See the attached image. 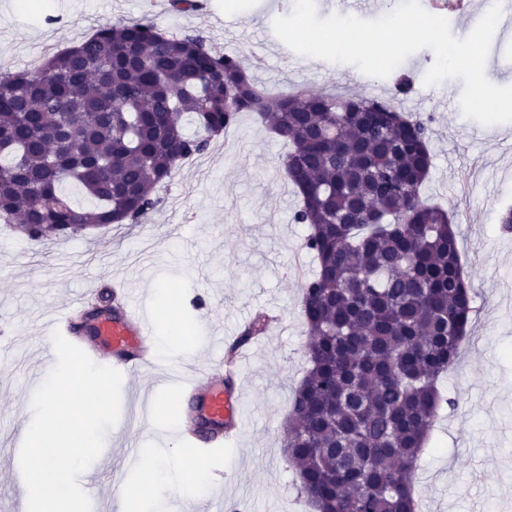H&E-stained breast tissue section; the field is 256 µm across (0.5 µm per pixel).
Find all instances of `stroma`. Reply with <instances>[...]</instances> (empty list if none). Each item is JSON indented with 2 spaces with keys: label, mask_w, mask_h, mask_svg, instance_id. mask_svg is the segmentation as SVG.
<instances>
[{
  "label": "stroma",
  "mask_w": 512,
  "mask_h": 512,
  "mask_svg": "<svg viewBox=\"0 0 512 512\" xmlns=\"http://www.w3.org/2000/svg\"><path fill=\"white\" fill-rule=\"evenodd\" d=\"M202 9L175 11L171 0H0V73L16 72L49 47L80 43L106 22L147 19L175 33L202 36L217 51L238 55L256 82L273 94L312 84L318 94L365 93L394 99L403 112L428 119L433 167L421 195L454 218L465 276L479 315L456 366L442 382L450 403L440 413L416 474V495L428 512H512V241L500 217L512 206V122L484 126L460 108L463 82L428 87L435 56L423 49L388 77L347 64L301 56L274 34L272 23L295 0H203ZM407 79L398 95L394 86ZM286 149L250 113L186 161L158 187V203L141 224L45 242L0 224V512H26L20 481L21 439L31 422V398L48 373L35 361L50 341L45 316L58 313L92 284L124 274L136 303L153 318L164 360L186 362L202 351L190 336L172 337L170 314L208 316L236 338L258 313L275 328L260 341L244 376L249 423L205 457L220 477L191 499L195 512L219 500H239L245 512H311L282 451L291 393L302 376L310 337L301 314V284L312 257L301 245L307 227L295 223L296 197L282 157ZM152 395L162 407L152 429L132 423V399ZM180 389L162 371L124 375L120 418L88 473L100 494L92 512H113L107 491L124 483L137 494V472L123 450L163 459L162 479L174 482L191 455L185 444L161 445L155 431L180 413Z\"/></svg>",
  "instance_id": "stroma-1"
}]
</instances>
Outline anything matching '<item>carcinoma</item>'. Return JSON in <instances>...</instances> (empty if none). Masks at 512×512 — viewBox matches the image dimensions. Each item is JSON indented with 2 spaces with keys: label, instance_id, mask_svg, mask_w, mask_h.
Wrapping results in <instances>:
<instances>
[{
  "label": "carcinoma",
  "instance_id": "1",
  "mask_svg": "<svg viewBox=\"0 0 512 512\" xmlns=\"http://www.w3.org/2000/svg\"><path fill=\"white\" fill-rule=\"evenodd\" d=\"M243 112L289 146L315 261L284 439L300 491L313 512H418L415 472L447 402L438 383L475 316L452 217L420 196L432 167L421 118L361 94L274 96L199 35L106 23L0 76V220L37 242L136 224Z\"/></svg>",
  "mask_w": 512,
  "mask_h": 512
}]
</instances>
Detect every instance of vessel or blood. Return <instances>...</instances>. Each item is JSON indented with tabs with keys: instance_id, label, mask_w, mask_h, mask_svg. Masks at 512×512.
<instances>
[{
	"instance_id": "1",
	"label": "vessel or blood",
	"mask_w": 512,
	"mask_h": 512,
	"mask_svg": "<svg viewBox=\"0 0 512 512\" xmlns=\"http://www.w3.org/2000/svg\"><path fill=\"white\" fill-rule=\"evenodd\" d=\"M111 289L122 300L116 312L106 311L88 318V310L101 293L95 287L85 291L64 314L56 316L51 327L77 339L86 353L104 356L113 367L137 375L154 366L150 357L151 319L127 299L123 281L112 280ZM250 350V343H239L231 355L220 360L201 357L194 364L167 369L169 379L184 383L189 405L182 426L165 431L162 441L182 438L191 432L206 443L215 437L231 441L241 434L244 428L241 381Z\"/></svg>"
}]
</instances>
